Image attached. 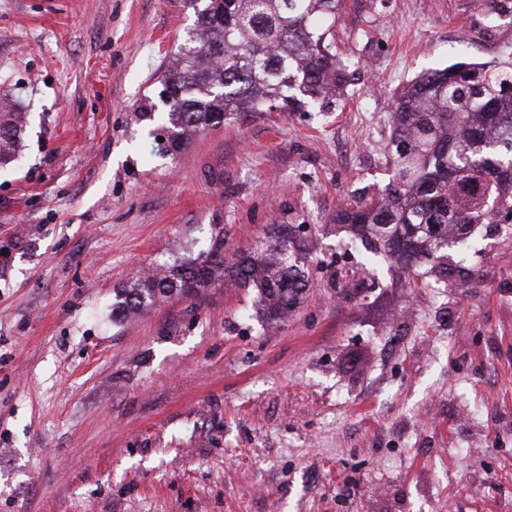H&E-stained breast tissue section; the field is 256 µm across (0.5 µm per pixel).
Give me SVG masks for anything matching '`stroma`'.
I'll return each instance as SVG.
<instances>
[{
    "label": "stroma",
    "instance_id": "obj_1",
    "mask_svg": "<svg viewBox=\"0 0 512 512\" xmlns=\"http://www.w3.org/2000/svg\"><path fill=\"white\" fill-rule=\"evenodd\" d=\"M183 0H0V512H512V229L460 278L401 276L334 216L393 174L412 80L512 46L473 0H344L361 58L333 111L248 113L167 153ZM146 120H139V113ZM286 224L308 288L279 323L244 288L113 318L143 268ZM26 132L24 112H5L0 102V168L12 163Z\"/></svg>",
    "mask_w": 512,
    "mask_h": 512
}]
</instances>
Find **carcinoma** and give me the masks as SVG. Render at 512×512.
<instances>
[{"mask_svg":"<svg viewBox=\"0 0 512 512\" xmlns=\"http://www.w3.org/2000/svg\"><path fill=\"white\" fill-rule=\"evenodd\" d=\"M342 0H184L195 16L164 76L167 147L245 112L285 111L306 99L326 109L351 85L355 62L338 58L324 26ZM486 24L512 16V0H482ZM26 132L22 112L0 103V168L12 163ZM390 146L393 175L376 196H358L336 212L368 252L384 253L408 274L448 280V238L474 224L512 223V50L485 64L457 62L417 78L398 97ZM232 283L253 288L260 309L281 319L306 287L302 258L288 249V226H273L254 250L224 256L216 234L204 256L161 264L115 293L124 314L173 297L196 298Z\"/></svg>","mask_w":512,"mask_h":512,"instance_id":"obj_1","label":"carcinoma"}]
</instances>
